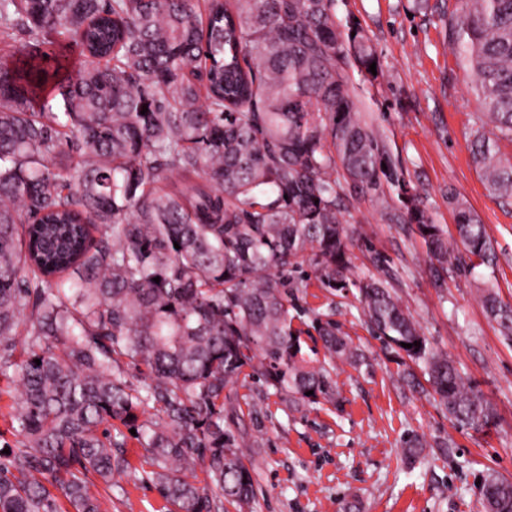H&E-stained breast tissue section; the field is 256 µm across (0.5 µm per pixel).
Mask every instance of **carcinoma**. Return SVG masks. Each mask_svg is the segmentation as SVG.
Returning a JSON list of instances; mask_svg holds the SVG:
<instances>
[{"label":"carcinoma","instance_id":"obj_1","mask_svg":"<svg viewBox=\"0 0 512 512\" xmlns=\"http://www.w3.org/2000/svg\"><path fill=\"white\" fill-rule=\"evenodd\" d=\"M458 4L449 38L494 126L473 130L472 159L512 205L501 151L512 0ZM334 5L0 0V34L25 41L0 61V376L22 386L11 412L22 440L0 450V512H63L61 496L73 512H102L91 486L110 491L130 471L131 440L169 512H244L254 445L224 425V388L249 368L294 407L334 397L292 327V274L308 252L323 285L357 286L374 331L427 376L453 424L493 423L384 282L349 277L342 214L357 194L415 226L435 282L463 262L358 112L345 68L381 63ZM174 172L196 181L161 189ZM394 182L403 214L387 199ZM456 231L467 257L493 263L494 241L462 203ZM482 301L512 339V303L489 288ZM317 331L330 358L358 361L335 322ZM130 364L144 367L139 385ZM483 498L487 512H512V482L486 481Z\"/></svg>","mask_w":512,"mask_h":512}]
</instances>
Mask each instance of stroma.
<instances>
[{"mask_svg":"<svg viewBox=\"0 0 512 512\" xmlns=\"http://www.w3.org/2000/svg\"><path fill=\"white\" fill-rule=\"evenodd\" d=\"M456 7L457 0H336L335 13L343 29L369 37L380 58L378 79L353 66L346 75L399 179L446 232L456 222L449 196L466 202L497 257L435 285L413 226L386 222L370 196L350 202L343 222L352 234L354 285L327 288L303 262L293 321L306 357L329 361L334 402L295 408L248 376L226 389L235 406L226 424L258 443L252 512H344L347 503L351 512H485L484 480L512 481V340L481 301L491 286L512 302V206L489 193L471 158L470 132L482 110L440 20ZM369 277L392 288L432 345L481 392L496 413L494 425L458 429L430 395L402 379L400 358L363 315L356 282ZM320 319L336 322L363 353L361 366L329 360L315 330ZM413 436L422 448L411 459L404 447ZM127 456L134 470L103 497V512H163L155 486L142 478L141 449L129 447Z\"/></svg>","mask_w":512,"mask_h":512,"instance_id":"obj_1","label":"stroma"}]
</instances>
